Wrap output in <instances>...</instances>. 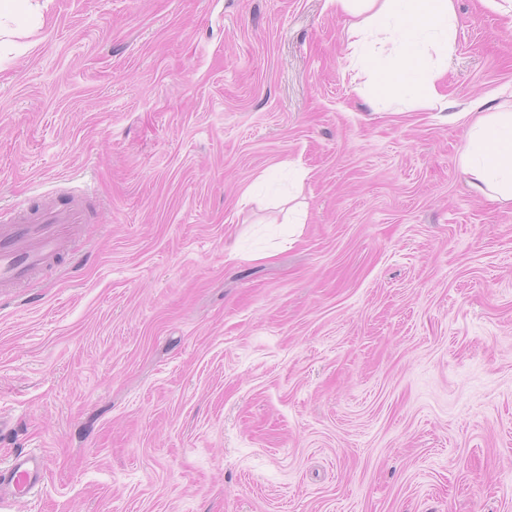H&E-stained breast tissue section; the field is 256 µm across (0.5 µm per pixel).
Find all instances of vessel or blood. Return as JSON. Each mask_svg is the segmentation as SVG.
Returning a JSON list of instances; mask_svg holds the SVG:
<instances>
[{
  "label": "vessel or blood",
  "mask_w": 512,
  "mask_h": 512,
  "mask_svg": "<svg viewBox=\"0 0 512 512\" xmlns=\"http://www.w3.org/2000/svg\"><path fill=\"white\" fill-rule=\"evenodd\" d=\"M85 222V200L78 195L23 209L0 208V296L35 286L36 274L69 251ZM45 472L42 455H16L0 470V490L27 499L42 487Z\"/></svg>",
  "instance_id": "b4317fda"
}]
</instances>
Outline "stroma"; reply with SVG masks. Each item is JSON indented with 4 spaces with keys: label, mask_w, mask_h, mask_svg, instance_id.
I'll list each match as a JSON object with an SVG mask.
<instances>
[{
    "label": "stroma",
    "mask_w": 512,
    "mask_h": 512,
    "mask_svg": "<svg viewBox=\"0 0 512 512\" xmlns=\"http://www.w3.org/2000/svg\"><path fill=\"white\" fill-rule=\"evenodd\" d=\"M38 5L0 205L88 222L0 300V512H512V201L449 118L512 112V17L455 0L424 108L327 0ZM45 472L41 454H18L6 469L0 470V490L4 489L17 501L25 500L42 487Z\"/></svg>",
    "instance_id": "35a3bbf8"
}]
</instances>
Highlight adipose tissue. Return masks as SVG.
I'll list each match as a JSON object with an SVG mask.
<instances>
[{
    "instance_id": "1",
    "label": "adipose tissue",
    "mask_w": 512,
    "mask_h": 512,
    "mask_svg": "<svg viewBox=\"0 0 512 512\" xmlns=\"http://www.w3.org/2000/svg\"><path fill=\"white\" fill-rule=\"evenodd\" d=\"M337 10L361 16L362 41L377 38L398 44L403 63L423 60L430 44L439 38L442 50L451 47L447 37L456 17L454 0H330ZM459 165L480 194L512 201V112H483L469 130Z\"/></svg>"
}]
</instances>
